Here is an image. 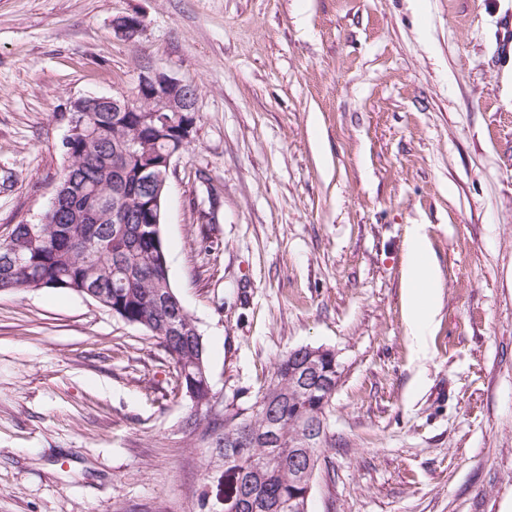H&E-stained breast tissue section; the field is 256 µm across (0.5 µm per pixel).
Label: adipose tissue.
I'll return each mask as SVG.
<instances>
[{
  "label": "adipose tissue",
  "mask_w": 512,
  "mask_h": 512,
  "mask_svg": "<svg viewBox=\"0 0 512 512\" xmlns=\"http://www.w3.org/2000/svg\"><path fill=\"white\" fill-rule=\"evenodd\" d=\"M419 227H412L407 238L405 259L406 327L414 344H421L432 319V290L435 268L423 246Z\"/></svg>",
  "instance_id": "adipose-tissue-1"
}]
</instances>
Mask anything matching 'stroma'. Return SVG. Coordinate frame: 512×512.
Listing matches in <instances>:
<instances>
[{"label": "stroma", "instance_id": "1", "mask_svg": "<svg viewBox=\"0 0 512 512\" xmlns=\"http://www.w3.org/2000/svg\"><path fill=\"white\" fill-rule=\"evenodd\" d=\"M146 62L198 89L162 234L216 415L322 346L342 379L309 512H512V0H0V241L48 209L71 103ZM414 224L439 270L424 357ZM189 414L143 329L0 292V512H224ZM114 34L126 41L135 40L144 29V19L138 14H128L115 18L112 23ZM423 242L420 228L413 226L407 238L404 304L408 335L418 347L431 323L432 290L436 288L435 268Z\"/></svg>", "mask_w": 512, "mask_h": 512}]
</instances>
